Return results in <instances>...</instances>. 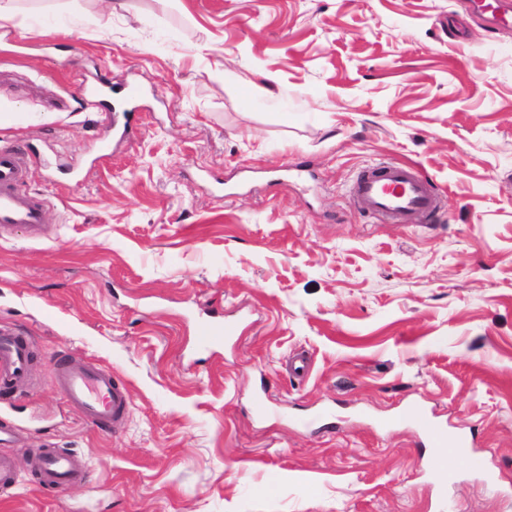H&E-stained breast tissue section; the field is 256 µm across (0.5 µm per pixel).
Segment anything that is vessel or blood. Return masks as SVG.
<instances>
[{
	"mask_svg": "<svg viewBox=\"0 0 512 512\" xmlns=\"http://www.w3.org/2000/svg\"><path fill=\"white\" fill-rule=\"evenodd\" d=\"M477 9L489 14L497 24H512V6L505 0H473ZM352 192L360 210L376 218L404 223L417 215L435 216L445 204V197L435 182L416 167L393 162H379L359 174ZM46 223L43 199L26 185V156L15 146L0 147V234L14 226H24L32 237H39ZM234 322L206 319L197 328L200 346L209 347L236 335ZM32 339L16 331H0V394L19 399L26 395L30 380ZM54 385L68 403L81 409L86 421L104 429L119 426L127 412L128 392L110 371L89 367L58 356L55 360ZM414 421L434 450L429 469L447 472V447H462V440H450L447 429L431 421L426 413L414 412ZM16 439V429L0 423V489L16 482V465L7 445ZM32 467L41 487L60 488L81 480L87 472L84 460L77 456L43 448L32 452Z\"/></svg>",
	"mask_w": 512,
	"mask_h": 512,
	"instance_id": "obj_1",
	"label": "vessel or blood"
}]
</instances>
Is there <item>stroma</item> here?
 I'll return each mask as SVG.
<instances>
[{
	"label": "stroma",
	"mask_w": 512,
	"mask_h": 512,
	"mask_svg": "<svg viewBox=\"0 0 512 512\" xmlns=\"http://www.w3.org/2000/svg\"><path fill=\"white\" fill-rule=\"evenodd\" d=\"M13 7L0 145L47 234L0 239V330L33 340L0 512H512V26L468 0ZM104 81L144 90L105 157L77 94ZM380 161L432 177L442 219L366 217L350 190ZM208 315L238 334L202 352ZM62 351L125 384L120 427L55 388ZM418 409L470 442L447 482ZM35 448L86 478L42 492Z\"/></svg>",
	"instance_id": "obj_1"
}]
</instances>
